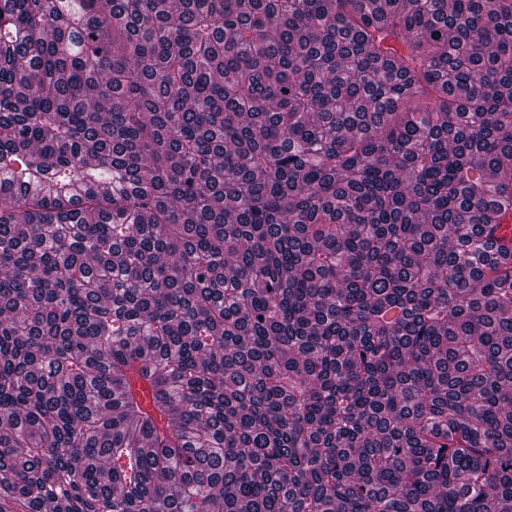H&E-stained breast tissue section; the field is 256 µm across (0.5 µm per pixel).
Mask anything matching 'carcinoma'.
Wrapping results in <instances>:
<instances>
[{
	"label": "carcinoma",
	"instance_id": "carcinoma-1",
	"mask_svg": "<svg viewBox=\"0 0 512 512\" xmlns=\"http://www.w3.org/2000/svg\"><path fill=\"white\" fill-rule=\"evenodd\" d=\"M508 217L512 0H0V512H512Z\"/></svg>",
	"mask_w": 512,
	"mask_h": 512
}]
</instances>
